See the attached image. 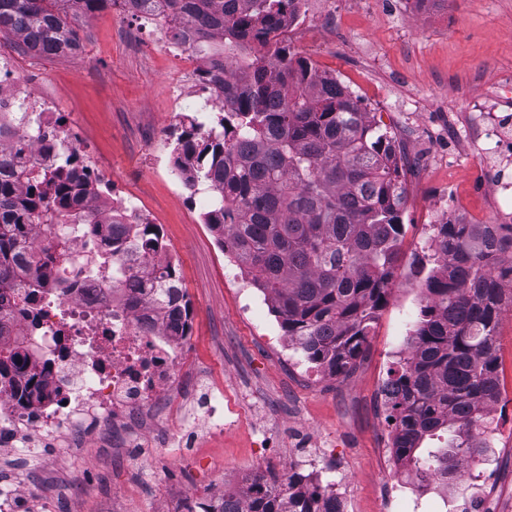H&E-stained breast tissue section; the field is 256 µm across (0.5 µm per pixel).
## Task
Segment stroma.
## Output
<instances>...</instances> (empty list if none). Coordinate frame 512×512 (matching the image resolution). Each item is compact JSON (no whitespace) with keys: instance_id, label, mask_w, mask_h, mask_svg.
Masks as SVG:
<instances>
[{"instance_id":"1","label":"stroma","mask_w":512,"mask_h":512,"mask_svg":"<svg viewBox=\"0 0 512 512\" xmlns=\"http://www.w3.org/2000/svg\"><path fill=\"white\" fill-rule=\"evenodd\" d=\"M316 14L315 22L289 35L290 46L348 87L372 122L387 130L402 150L407 189L396 282L363 357L338 377H324L316 365L296 375L261 340L263 325H278V317L268 309L241 315L228 254L199 207L170 183L166 166L175 158L176 139L168 131L178 115L209 126L218 117L192 101L174 104L176 57L153 36L135 34L132 19L109 5L87 20L82 52L48 58L18 52L14 58L39 92L55 98L62 122L81 129L85 151L110 191L153 213L190 303L195 377L217 391L234 386L253 394L272 426L309 424L335 433L330 465L345 471L354 512H383L380 435L389 422L373 391L380 377L397 370L391 351L415 328L422 300L413 291L440 207L455 197L473 218L494 210L476 153L482 119L470 101L484 99L512 128V100L495 96L497 86L512 83V0H449L433 16L413 14L397 0H324ZM496 354L497 462L487 492L512 512V311L502 316ZM175 425L159 418L142 449L113 447L104 434L94 447L62 457L0 460V479L35 492L41 512H157L174 488L211 493L225 473L249 471L260 458L250 427L173 448L168 438ZM143 457L154 461L152 474L142 472Z\"/></svg>"}]
</instances>
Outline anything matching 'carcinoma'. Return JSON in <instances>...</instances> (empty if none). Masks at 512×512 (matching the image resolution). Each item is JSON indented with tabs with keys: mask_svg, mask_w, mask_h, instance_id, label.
Returning <instances> with one entry per match:
<instances>
[{
	"mask_svg": "<svg viewBox=\"0 0 512 512\" xmlns=\"http://www.w3.org/2000/svg\"><path fill=\"white\" fill-rule=\"evenodd\" d=\"M149 0H0L4 46L66 54L81 47L82 24L107 4ZM179 40L193 25L190 49L204 56L224 89V115L202 132L196 120L176 139L195 159V179L214 193L209 225L254 287L273 301L286 335L308 361L335 376L364 353L401 261L406 186L391 136L376 126L334 77L295 53L281 31L297 0H157ZM234 70L227 72L228 63ZM60 168L27 167L0 153V291L21 288L14 267L25 259L26 226L99 223L81 205L84 185L68 147ZM112 253L164 247L154 224H110ZM37 270L77 271L109 258L76 259L58 239L33 255ZM421 284L424 305L413 332V358L399 361L388 421L396 452L427 480L452 482L489 444L478 432L484 406L500 392L496 352L501 313L512 308V224H438ZM165 295L181 293L173 330L187 332L190 308L172 264L156 270ZM19 352L0 354V375L22 369ZM452 433L446 447L423 451ZM248 512H329L325 494L284 487L275 476Z\"/></svg>",
	"mask_w": 512,
	"mask_h": 512,
	"instance_id": "1",
	"label": "carcinoma"
}]
</instances>
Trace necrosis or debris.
<instances>
[{
	"mask_svg": "<svg viewBox=\"0 0 512 512\" xmlns=\"http://www.w3.org/2000/svg\"><path fill=\"white\" fill-rule=\"evenodd\" d=\"M175 55L187 63L175 83L177 99L193 95L207 106L223 107V93L198 81L200 63L189 50L176 44ZM20 110L28 122L19 125L15 139L0 145L6 153L49 168L53 143L81 152V135L75 126L57 121L55 100L38 95L32 79L19 75L9 55L1 53L0 112ZM510 160L512 136L489 126L479 163L491 176L492 190L504 195L512 192V181L495 165ZM85 204L103 224L117 212L131 224L148 215L123 198L98 195L93 182ZM166 262L161 253H129L79 276L67 268L63 278L76 285L66 291L31 274L26 293L32 302L24 311L13 291L0 292V347L20 350L26 367L0 385V452L60 454L75 437L88 447L103 431L111 433L114 445L136 448L149 436L144 420L159 405L177 421L169 435L173 446L187 448L201 436H221L247 423L260 435L262 447H273L259 402L241 404L212 393L199 409L188 404L185 339L169 330L163 302L146 286L151 271ZM31 370L36 380H29ZM288 434L301 444L313 480H321L318 465L335 456V435L307 426L289 428Z\"/></svg>",
	"mask_w": 512,
	"mask_h": 512,
	"instance_id": "4bbe7bcc",
	"label": "necrosis or debris"
}]
</instances>
